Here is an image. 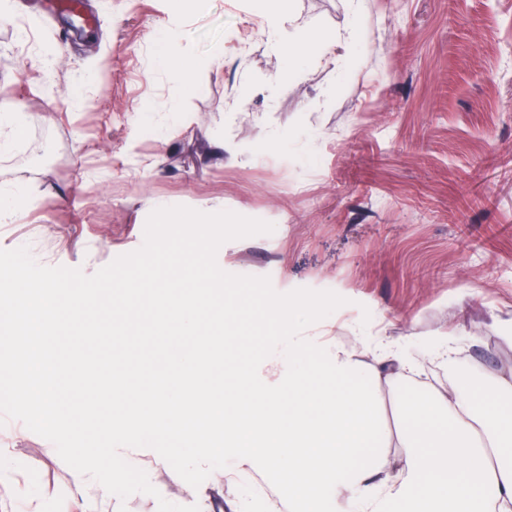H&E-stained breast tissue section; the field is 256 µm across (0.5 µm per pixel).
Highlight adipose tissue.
I'll return each mask as SVG.
<instances>
[{
  "label": "adipose tissue",
  "mask_w": 512,
  "mask_h": 512,
  "mask_svg": "<svg viewBox=\"0 0 512 512\" xmlns=\"http://www.w3.org/2000/svg\"><path fill=\"white\" fill-rule=\"evenodd\" d=\"M181 327L179 350L154 366L149 391L128 389L99 412L100 452L122 465L151 457L180 485L194 512H214L210 483L190 467L235 482L256 469L278 476L293 512H512V373L449 375L438 390L416 387L421 359L377 337L365 350L292 326L286 348L263 366L201 355L204 311L167 296ZM153 300L109 291L14 290L0 296V402L64 405L79 423L73 376L86 364L64 357L58 334L90 315L146 316ZM35 338L25 383L15 381V341ZM393 392L400 427L381 431V397ZM212 420L189 425L199 411ZM398 449L389 457V449Z\"/></svg>",
  "instance_id": "1"
}]
</instances>
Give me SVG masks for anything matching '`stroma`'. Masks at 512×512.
Segmentation results:
<instances>
[{
    "mask_svg": "<svg viewBox=\"0 0 512 512\" xmlns=\"http://www.w3.org/2000/svg\"><path fill=\"white\" fill-rule=\"evenodd\" d=\"M323 35L354 28L343 61L273 53L258 0H84L69 33L57 0H12L0 18V112L24 121L0 184L26 204L0 249L91 275L144 241L148 215L183 205L274 225L217 252L225 272L273 288L331 290L313 324L404 350L453 331L473 375L512 371V0H273ZM175 35L197 62L174 83ZM52 59L54 94L30 60ZM0 481L28 483L5 512H73L70 468L20 421L0 425ZM266 512L288 492L263 470ZM182 490L127 497L125 512H182ZM160 61L172 79L184 84L191 83L194 65L181 54L172 36L168 37L161 46Z\"/></svg>",
    "mask_w": 512,
    "mask_h": 512,
    "instance_id": "stroma-1",
    "label": "stroma"
}]
</instances>
